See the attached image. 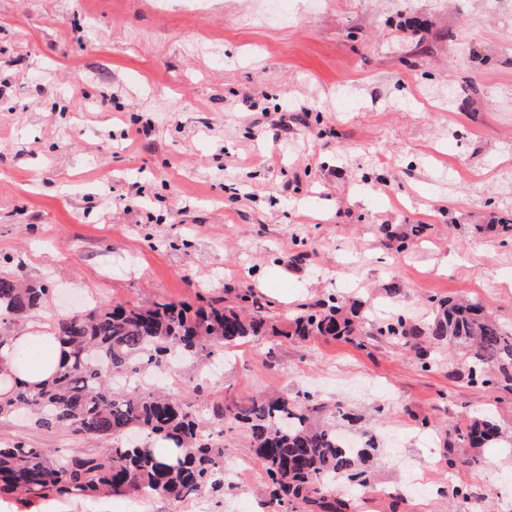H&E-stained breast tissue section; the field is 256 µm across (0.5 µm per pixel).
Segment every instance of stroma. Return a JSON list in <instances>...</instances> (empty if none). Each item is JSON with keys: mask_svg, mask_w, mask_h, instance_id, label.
<instances>
[{"mask_svg": "<svg viewBox=\"0 0 512 512\" xmlns=\"http://www.w3.org/2000/svg\"><path fill=\"white\" fill-rule=\"evenodd\" d=\"M0 0V272L54 288L47 321L82 306L189 304L244 288L287 320L335 294L377 318L433 316L465 295L512 329V0ZM147 134L136 137L135 132ZM426 225L408 250L380 225ZM431 369L383 341L249 342L176 371L205 402L261 390L346 406L377 435L359 512L512 504V450L448 426L512 390L467 386L464 351ZM0 436L89 446L21 418ZM241 474L206 512H265V474L237 428ZM458 486L469 496L455 495Z\"/></svg>", "mask_w": 512, "mask_h": 512, "instance_id": "1", "label": "stroma"}]
</instances>
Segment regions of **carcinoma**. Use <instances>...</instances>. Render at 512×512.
Returning a JSON list of instances; mask_svg holds the SVG:
<instances>
[{
  "label": "carcinoma",
  "instance_id": "1",
  "mask_svg": "<svg viewBox=\"0 0 512 512\" xmlns=\"http://www.w3.org/2000/svg\"><path fill=\"white\" fill-rule=\"evenodd\" d=\"M425 226L398 233L387 225L381 233L390 248L406 250ZM50 288L0 274V345L9 330L44 309ZM224 304L204 301L194 307L176 301L149 305L109 304L74 312L55 324L53 335L65 359L56 378L38 389L4 380L0 418L28 411L34 426L66 430L93 443L96 450L53 454L22 438H0V494H51L91 497L126 494L138 498L188 500L209 493L222 497L232 488L224 478V440L201 419L192 402L158 388L136 394L114 387L130 383L148 369L224 355V348L251 339L298 336L356 343L386 340L416 351L425 367L436 362L424 346L469 349L466 380L471 386H512V331L468 300L448 299L424 323L403 315L376 320L360 305L335 295L306 303L290 328L262 313L264 305L249 291L229 289ZM352 421L341 406L331 409L310 395L258 392L229 410L232 423L250 432V445L268 480L271 512H350L352 502L335 492L337 482L371 485L370 462L376 449L372 435L354 450L336 440V425L326 416ZM502 437L487 414L457 429L446 445L448 464L458 459L463 441L474 448Z\"/></svg>",
  "mask_w": 512,
  "mask_h": 512
}]
</instances>
